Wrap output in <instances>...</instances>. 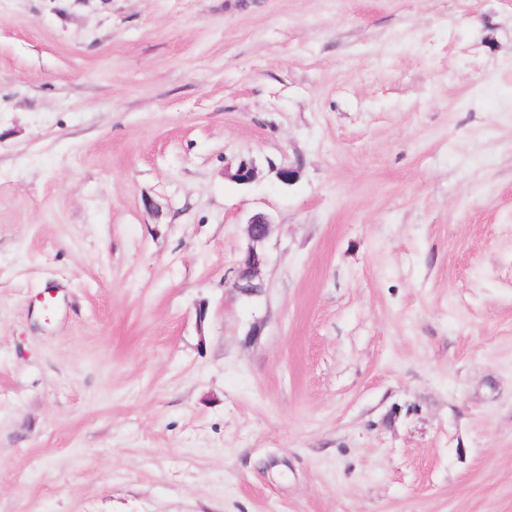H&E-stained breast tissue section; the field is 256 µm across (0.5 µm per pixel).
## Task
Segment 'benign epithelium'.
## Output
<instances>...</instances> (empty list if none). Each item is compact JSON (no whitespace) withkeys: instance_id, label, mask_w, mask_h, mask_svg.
<instances>
[{"instance_id":"7a95c632","label":"benign epithelium","mask_w":512,"mask_h":512,"mask_svg":"<svg viewBox=\"0 0 512 512\" xmlns=\"http://www.w3.org/2000/svg\"><path fill=\"white\" fill-rule=\"evenodd\" d=\"M229 177L238 185L252 183L257 177V168L253 162L241 159L227 163ZM273 222L266 213H255L245 223L247 249L232 270L227 288L242 298L258 297L263 293L264 268L267 256L264 243L270 236Z\"/></svg>"}]
</instances>
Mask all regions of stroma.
Segmentation results:
<instances>
[{
	"label": "stroma",
	"instance_id": "stroma-1",
	"mask_svg": "<svg viewBox=\"0 0 512 512\" xmlns=\"http://www.w3.org/2000/svg\"><path fill=\"white\" fill-rule=\"evenodd\" d=\"M0 512H512V0H0ZM226 169H229V177L238 185L252 183L257 177V168L253 161L241 159L237 162H228ZM273 222L266 213H255L245 223L247 249L233 268L227 288L242 298L258 297L263 293L264 268L267 256L264 243L270 236Z\"/></svg>",
	"mask_w": 512,
	"mask_h": 512
}]
</instances>
